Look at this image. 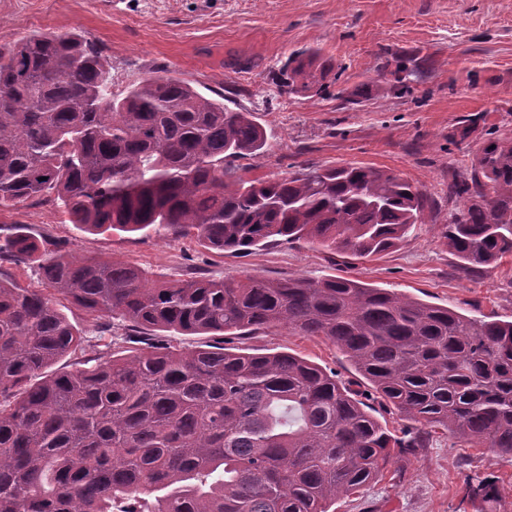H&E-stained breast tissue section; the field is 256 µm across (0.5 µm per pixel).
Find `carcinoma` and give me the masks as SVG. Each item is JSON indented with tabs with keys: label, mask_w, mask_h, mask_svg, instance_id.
Returning <instances> with one entry per match:
<instances>
[{
	"label": "carcinoma",
	"mask_w": 512,
	"mask_h": 512,
	"mask_svg": "<svg viewBox=\"0 0 512 512\" xmlns=\"http://www.w3.org/2000/svg\"><path fill=\"white\" fill-rule=\"evenodd\" d=\"M394 88L420 71L401 58ZM288 93L320 91V50L288 57ZM112 64L75 32H36L0 52V209L53 195L70 222L193 236L242 255L306 241L358 257L396 247L425 223L407 179L363 165L246 179L262 153L253 113L185 82L151 76L110 91ZM448 198L443 225L465 274L512 254V138L487 137ZM37 263L44 288L0 272V512H331L377 480L393 448L432 429L512 455V322L469 317L346 277L149 283L141 268L75 258L18 224L0 263ZM134 332L213 336L286 328L336 344L378 398L420 424L391 433L362 393L288 352L217 342L105 351L47 372L83 349L57 296Z\"/></svg>",
	"instance_id": "1"
}]
</instances>
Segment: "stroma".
<instances>
[{"instance_id": "35a3bbf8", "label": "stroma", "mask_w": 512, "mask_h": 512, "mask_svg": "<svg viewBox=\"0 0 512 512\" xmlns=\"http://www.w3.org/2000/svg\"><path fill=\"white\" fill-rule=\"evenodd\" d=\"M74 30L112 60V90L167 75L232 109L253 112L266 151L240 160L247 179L282 177L304 165L358 164L400 174L427 199L425 224L398 247L360 258L300 242L247 255L219 253L193 238L153 233L94 235L77 229L53 200L0 210V227L27 225L78 258L102 257L175 282L192 271L214 279L347 277L470 316L512 321V254L472 274L440 235L457 210L448 175L465 172L478 146L452 145L461 119L481 116L512 136V0H0V51L30 33ZM320 48L339 76L327 91L292 94L278 70L292 52ZM427 62L428 73L401 95L380 75L382 58ZM59 307L85 331L84 358L104 346L136 355L145 343L122 322L98 331L100 317L68 300ZM229 348L285 351L369 390L343 352L322 336L276 328L225 337ZM495 485L488 502L472 484ZM336 512H512V456L470 448L437 430L427 448L397 454L383 478L338 499Z\"/></svg>"}]
</instances>
